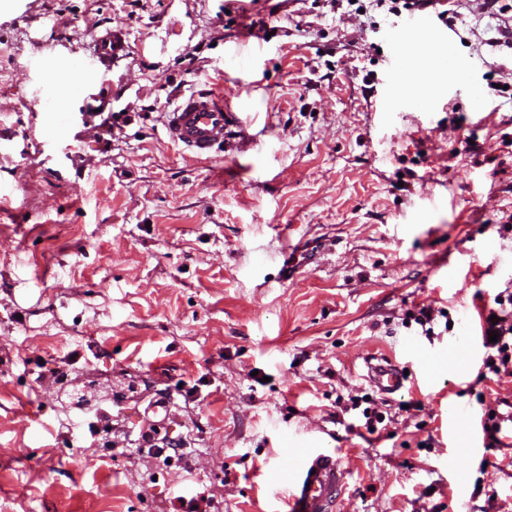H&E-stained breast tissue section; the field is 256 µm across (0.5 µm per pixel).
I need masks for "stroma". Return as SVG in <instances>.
<instances>
[{"instance_id": "35a3bbf8", "label": "stroma", "mask_w": 512, "mask_h": 512, "mask_svg": "<svg viewBox=\"0 0 512 512\" xmlns=\"http://www.w3.org/2000/svg\"><path fill=\"white\" fill-rule=\"evenodd\" d=\"M331 2L0 7V512H170L200 490L281 512L271 476L307 447L349 458L342 512H512V450L468 449L512 377L478 380L488 351L464 343L512 291V49L465 12L395 71L404 19ZM111 27L130 50L108 81L37 86L33 59L85 58ZM194 90L246 119L203 160L164 128ZM287 251L311 257L289 278ZM423 304L448 331L402 327ZM375 356L409 382L371 433L352 401ZM103 410L112 445H87ZM155 421L184 462L138 455Z\"/></svg>"}]
</instances>
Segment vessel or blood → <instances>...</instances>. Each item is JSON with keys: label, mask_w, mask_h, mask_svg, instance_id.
I'll return each mask as SVG.
<instances>
[{"label": "vessel or blood", "mask_w": 512, "mask_h": 512, "mask_svg": "<svg viewBox=\"0 0 512 512\" xmlns=\"http://www.w3.org/2000/svg\"><path fill=\"white\" fill-rule=\"evenodd\" d=\"M126 49L124 39L105 32L95 39L91 56L81 60L78 69L85 79L96 80L111 72L113 58ZM240 122L223 97L200 91L185 96L169 112L166 131L172 142L206 159L215 146L223 144L228 127ZM368 378L384 395L400 392L407 381L403 368L386 359L369 364ZM351 474L350 463L338 450H300L288 475L285 512H335Z\"/></svg>", "instance_id": "obj_1"}]
</instances>
